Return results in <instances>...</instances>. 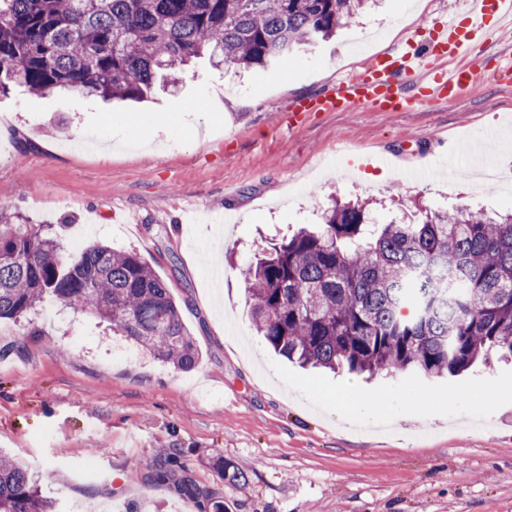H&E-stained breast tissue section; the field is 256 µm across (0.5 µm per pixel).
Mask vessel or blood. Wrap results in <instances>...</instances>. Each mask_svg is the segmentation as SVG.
I'll use <instances>...</instances> for the list:
<instances>
[{
  "mask_svg": "<svg viewBox=\"0 0 512 512\" xmlns=\"http://www.w3.org/2000/svg\"><path fill=\"white\" fill-rule=\"evenodd\" d=\"M469 2L464 16L437 25L430 41L401 50L397 68L376 65L329 91L302 97L290 105L291 116L299 122L309 112H343L356 105L376 112H410L426 101L469 94L481 72L466 57L474 40L486 35L488 24L512 18V0Z\"/></svg>",
  "mask_w": 512,
  "mask_h": 512,
  "instance_id": "vessel-or-blood-1",
  "label": "vessel or blood"
}]
</instances>
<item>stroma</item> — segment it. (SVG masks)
Masks as SVG:
<instances>
[{"label": "stroma", "instance_id": "obj_1", "mask_svg": "<svg viewBox=\"0 0 512 512\" xmlns=\"http://www.w3.org/2000/svg\"><path fill=\"white\" fill-rule=\"evenodd\" d=\"M464 0H379L336 36L269 67L200 59L144 102L0 95V207L54 225L62 245L133 249L168 284L200 358L181 371L49 301L0 321V449L18 455L63 512H199L143 472L161 449L229 512H512V361L449 379L306 372L257 336L244 271L259 234L316 224L328 199L371 221L432 209L512 210V184L449 181V141L512 153V88L413 112H312L294 99L429 39ZM415 14L403 25L406 14ZM400 34H393V26ZM236 107H228V99ZM369 416L349 413L352 394ZM95 457L100 475L83 479ZM248 471L223 482L206 457Z\"/></svg>", "mask_w": 512, "mask_h": 512}]
</instances>
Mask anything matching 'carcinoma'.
<instances>
[{"label": "carcinoma", "mask_w": 512, "mask_h": 512, "mask_svg": "<svg viewBox=\"0 0 512 512\" xmlns=\"http://www.w3.org/2000/svg\"><path fill=\"white\" fill-rule=\"evenodd\" d=\"M365 0H0V94L19 87L141 100L201 55L264 67L354 19ZM244 276L257 332L302 368L454 375L491 352L512 358V213L426 209L413 224H373L334 202L322 223L264 246ZM53 299L179 370L199 361L178 303L134 250H66L51 224L0 209V320ZM171 448L147 474L174 480L200 512L224 501L178 476ZM218 477L248 473L222 457ZM0 512H57L28 469L0 455Z\"/></svg>", "instance_id": "1"}]
</instances>
